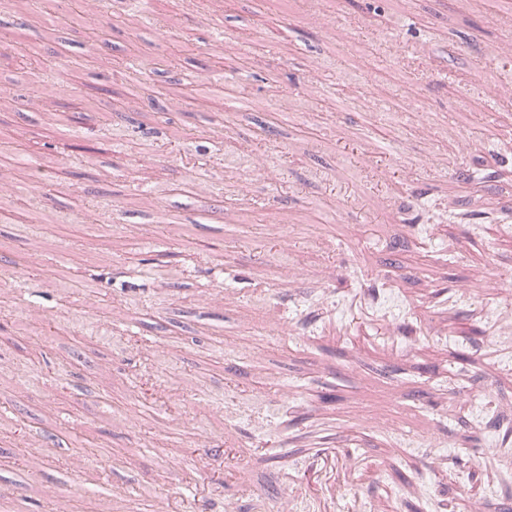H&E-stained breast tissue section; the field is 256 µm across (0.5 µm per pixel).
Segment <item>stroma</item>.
I'll list each match as a JSON object with an SVG mask.
<instances>
[{
  "label": "stroma",
  "instance_id": "obj_1",
  "mask_svg": "<svg viewBox=\"0 0 512 512\" xmlns=\"http://www.w3.org/2000/svg\"><path fill=\"white\" fill-rule=\"evenodd\" d=\"M308 6L198 0L243 59L200 42L184 0H150L180 38L165 82L143 78L153 97L171 102L192 71L235 83L247 107L200 92L170 112L142 102L140 139L106 121L129 88L128 51L169 53L154 26L125 20L112 0L110 66L72 27L42 19L19 33L37 53L85 62L55 111H0V146L44 144L37 168L10 173L27 192L0 208V278L27 277L30 255L42 256L30 307L0 332V403L30 442L14 466L0 418V490L24 491L26 512H126L127 498L164 490L178 502L187 485L240 512L284 489L296 512H439L447 498L455 512H512V106L498 108L488 139L478 91L512 80L490 52L512 35V0H417L408 27L395 24L405 0H339L349 26L334 31L307 25ZM394 32L408 46L430 41L432 54L387 55ZM443 63L445 81L434 75ZM76 111L103 149L95 163L60 151ZM247 151L280 167L277 185L226 167ZM202 160L218 185L206 201L194 190ZM424 203L502 220L415 223ZM280 242L284 254L270 253ZM60 247L62 277L50 272ZM146 257L163 261L166 286ZM286 264L300 280L277 279ZM488 272L495 284L458 293ZM88 282L100 309L125 306L128 322L92 315ZM283 296L290 317L318 321L272 334L266 315ZM46 319L52 331L36 335ZM48 430L57 447L42 448ZM198 431L226 444L216 493L180 462ZM76 435L92 451L87 480L66 464ZM102 480L117 493L105 505ZM48 484L61 500H45Z\"/></svg>",
  "mask_w": 512,
  "mask_h": 512
}]
</instances>
